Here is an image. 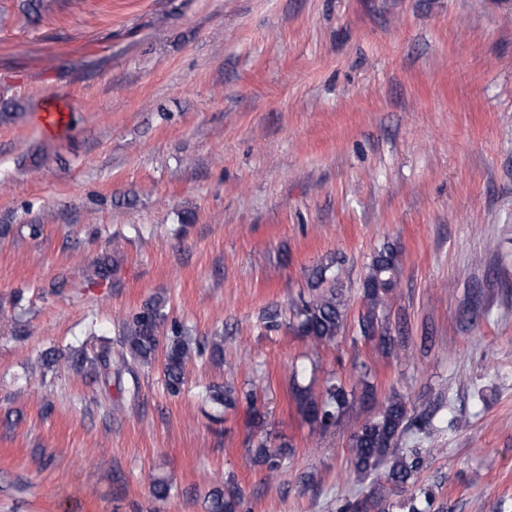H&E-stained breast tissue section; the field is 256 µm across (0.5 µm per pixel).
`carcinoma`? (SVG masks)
<instances>
[{
	"mask_svg": "<svg viewBox=\"0 0 512 512\" xmlns=\"http://www.w3.org/2000/svg\"><path fill=\"white\" fill-rule=\"evenodd\" d=\"M400 275L397 250L385 246L374 255L363 279L365 312L358 320L360 335L366 340L379 338L380 346L388 352L393 349V342L379 317V310L386 305ZM336 280L335 261L316 267L310 276V291L299 296L289 308L298 334L308 339L314 348L334 341L343 327L345 303L342 293L336 289ZM162 317L160 301L147 304L142 311L123 322L121 343L124 351L118 359H112L110 342L102 339L90 352L83 346L70 350L66 357L68 368L83 377L94 375L106 384L112 381V375L126 373L131 378L129 391L135 396L138 381L131 363H148L162 348L166 389L172 396L179 395L184 385V371L190 361L201 357L207 350L212 357L224 359V337L213 339L209 346L192 338L183 327L174 323L170 334L161 340L158 327ZM292 392L297 412L322 433L341 423L350 405L347 391L334 378L327 379L318 392L297 383L293 385ZM206 397L218 412L235 407L242 397L252 411L253 422L260 423L258 395L254 390L246 391L240 397L230 388L213 385L206 389ZM427 424L422 416L409 413L402 398L391 396L373 417L357 425L351 433L352 471L360 478L378 471L380 478L376 479L366 496L343 505L342 512H368L385 502L389 491L411 479L419 469L420 459L404 454L398 448V441L406 431L412 428L421 431ZM288 448L290 445L286 441L275 446L266 436L258 438L253 459L265 468L268 481L275 482L280 477ZM240 505V493L226 494L215 489L209 496L208 512H238Z\"/></svg>",
	"mask_w": 512,
	"mask_h": 512,
	"instance_id": "1",
	"label": "carcinoma"
}]
</instances>
